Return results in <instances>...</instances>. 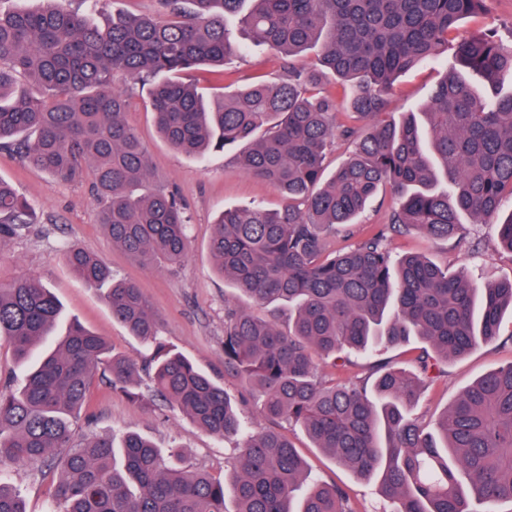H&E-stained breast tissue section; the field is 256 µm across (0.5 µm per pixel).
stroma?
<instances>
[{
    "instance_id": "1",
    "label": "stroma",
    "mask_w": 512,
    "mask_h": 512,
    "mask_svg": "<svg viewBox=\"0 0 512 512\" xmlns=\"http://www.w3.org/2000/svg\"><path fill=\"white\" fill-rule=\"evenodd\" d=\"M242 49L233 67L241 82L286 77L289 68H315L319 51L310 49L287 57L254 44L238 34ZM448 68L447 59L402 75L389 95L395 115L420 111ZM115 86L128 99L126 123L136 132L151 163L149 187L165 186L177 191L191 219V250L178 267H145L134 262L97 222V208L88 180L70 184L52 180L44 172L26 165L18 156L0 150V180L13 185L34 207L36 221L19 238L0 240V283L24 274H36L61 301L67 318L78 320L102 337L113 354L148 364L151 350L112 318L101 292L87 287L66 263L64 245L75 243L103 258L113 271L135 281L158 317L159 335L171 348L188 357L200 370L221 382L243 411L252 399L247 387L224 374V303L237 300L230 282L214 267L209 251L215 217L224 209L252 202L279 209L283 200L267 183L244 175L230 151L210 152L205 161L172 150L159 136L145 91L133 77L116 74ZM395 255L423 254L439 264L466 265L481 282L512 278V254L498 251L497 227L472 226L466 241L432 240L413 231L391 241ZM503 338L480 344L463 357L444 365L441 376L427 383L416 407L426 425L436 419L482 374L512 363V318L502 321ZM88 414L78 415L80 437L109 435L121 441L130 431L149 437L161 450L179 449L185 469L216 477L233 474L237 443L212 436L179 412L156 401L144 405L127 399L105 381H94ZM282 432L298 449L313 476L348 489L356 512H385L375 482L359 478L320 449L304 432L282 425ZM59 472H46L42 464L15 468L10 481L22 494L27 512H48Z\"/></svg>"
}]
</instances>
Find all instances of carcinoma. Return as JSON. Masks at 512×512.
<instances>
[{
    "mask_svg": "<svg viewBox=\"0 0 512 512\" xmlns=\"http://www.w3.org/2000/svg\"><path fill=\"white\" fill-rule=\"evenodd\" d=\"M486 0H160L158 16L97 24L63 0L0 11V147L68 183L87 172L98 221L112 243L146 265H180L190 223L177 193L144 189L148 157L126 124L127 99L112 84L123 72L146 87L161 138L202 158L239 149L241 171L283 199L226 209L209 250L218 274L258 305H288V328L224 302V375L253 393V421L209 375L158 338L157 318L130 281L75 244L64 258L103 292L130 335L152 347L149 392L140 367L110 354L80 324L32 368L24 384L0 390V473L53 464L69 452L52 512H226L225 481L185 471L179 453L163 455L148 438L127 434L77 439L71 420L86 407L92 380L105 378L134 401L158 399L219 438H238L231 490L235 512H356L332 484H307L305 462L278 430L300 427L314 447L355 474L376 479L390 512H471L476 500L512 501V363L467 387L426 430L413 413L437 362L500 336L512 310V279L479 284L460 267L425 256L396 257L397 234L465 238L463 218L497 223L512 253V46L494 30L458 35ZM285 56L320 46L321 70L290 72L233 91L205 92L186 82L201 64L220 68L240 45L227 21ZM451 55L453 65L421 112L385 118L388 93L403 74ZM480 76L479 93L463 72ZM329 74L336 97L321 91ZM25 79L38 94L20 85ZM358 120L368 121L359 131ZM352 155L324 179L336 140ZM391 181L398 202L388 223L351 246L330 242ZM35 223L29 202L0 179V240ZM62 307L40 278L0 284V348L26 359L46 342ZM418 343L411 368L390 362L342 380L321 363L338 351L368 355ZM0 512H25L0 479Z\"/></svg>",
    "mask_w": 512,
    "mask_h": 512,
    "instance_id": "1",
    "label": "carcinoma"
}]
</instances>
